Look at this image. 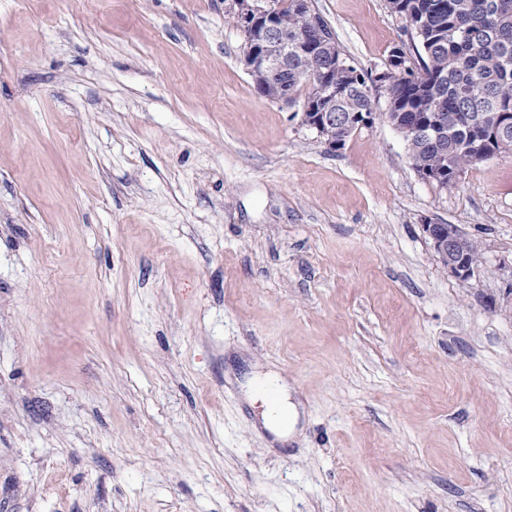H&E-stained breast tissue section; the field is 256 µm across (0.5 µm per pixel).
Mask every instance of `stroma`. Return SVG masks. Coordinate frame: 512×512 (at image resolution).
I'll list each match as a JSON object with an SVG mask.
<instances>
[{
	"label": "stroma",
	"mask_w": 512,
	"mask_h": 512,
	"mask_svg": "<svg viewBox=\"0 0 512 512\" xmlns=\"http://www.w3.org/2000/svg\"><path fill=\"white\" fill-rule=\"evenodd\" d=\"M308 4L363 72L412 49ZM243 50L224 0H0V512H512V153L329 150ZM421 227L443 267L452 276L465 281L475 275L483 258L481 245L476 238L469 237L466 244L467 237L453 224L427 223ZM278 406V414L277 417H275V413L272 412L270 415L265 416L264 423L268 427L272 428L273 430L286 434L288 433V425L290 423V426L295 421V418L297 416L295 406L288 402V398L283 395V398H280L277 401Z\"/></svg>",
	"instance_id": "stroma-1"
}]
</instances>
